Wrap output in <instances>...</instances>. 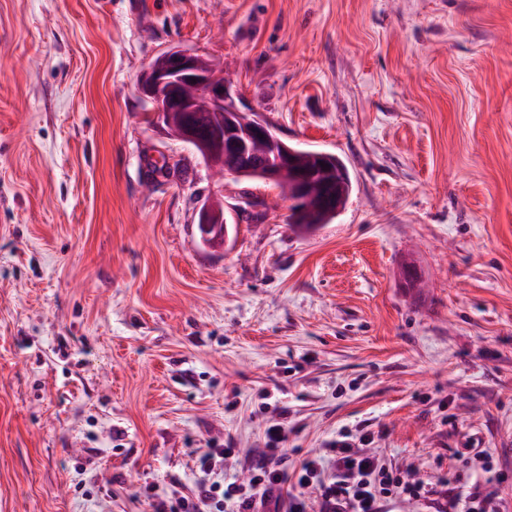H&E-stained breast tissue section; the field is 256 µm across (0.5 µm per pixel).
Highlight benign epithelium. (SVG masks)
Returning <instances> with one entry per match:
<instances>
[{
  "label": "benign epithelium",
  "mask_w": 512,
  "mask_h": 512,
  "mask_svg": "<svg viewBox=\"0 0 512 512\" xmlns=\"http://www.w3.org/2000/svg\"><path fill=\"white\" fill-rule=\"evenodd\" d=\"M165 64H149L140 75L137 85L140 94L151 104V121L166 132H174L180 141L193 147L210 166L219 163L226 154L247 153L262 143L267 153L277 157L276 163L263 162L255 173L265 181L279 180L284 165H293L296 149L279 139L270 124L258 112L243 120V111L235 102L236 91L230 80L217 82L204 72L199 63L200 54L180 47L164 51ZM224 113L222 129L212 135H201L190 113L196 109ZM295 198L293 203L304 206L309 213L336 208L341 180L328 183V191L315 197L308 189L309 174L299 169L294 173ZM202 241L226 237V225L219 203L209 201L198 211Z\"/></svg>",
  "instance_id": "1"
}]
</instances>
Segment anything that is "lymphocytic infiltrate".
<instances>
[{
	"mask_svg": "<svg viewBox=\"0 0 512 512\" xmlns=\"http://www.w3.org/2000/svg\"><path fill=\"white\" fill-rule=\"evenodd\" d=\"M266 446L244 481H215V471L233 457L231 448H206L200 456L204 474L193 496L174 499L157 512H396L406 500L431 501L435 512H512V503L480 483H467L463 472L437 493L409 470L393 468L367 449L371 434L359 442L334 441L328 457L304 459L289 472L280 456L287 438L282 422L266 430Z\"/></svg>",
	"mask_w": 512,
	"mask_h": 512,
	"instance_id": "f902f5d3",
	"label": "lymphocytic infiltrate"
}]
</instances>
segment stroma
<instances>
[{
    "label": "stroma",
    "instance_id": "obj_1",
    "mask_svg": "<svg viewBox=\"0 0 512 512\" xmlns=\"http://www.w3.org/2000/svg\"><path fill=\"white\" fill-rule=\"evenodd\" d=\"M174 45L344 162L335 219L151 124ZM277 419L292 468L369 432L512 473V0H0V512H154ZM198 224L202 241L206 244L217 238H226V224L218 201L204 203L198 211ZM289 211L288 224L291 228L303 233H312L318 230L323 224L330 223L335 218L339 210L335 213L322 214L317 218H312L308 214L303 213L300 211L299 206L291 205V207H289ZM236 451L232 448H202L200 467L205 476L217 470H224V460L233 457Z\"/></svg>",
    "mask_w": 512,
    "mask_h": 512
}]
</instances>
